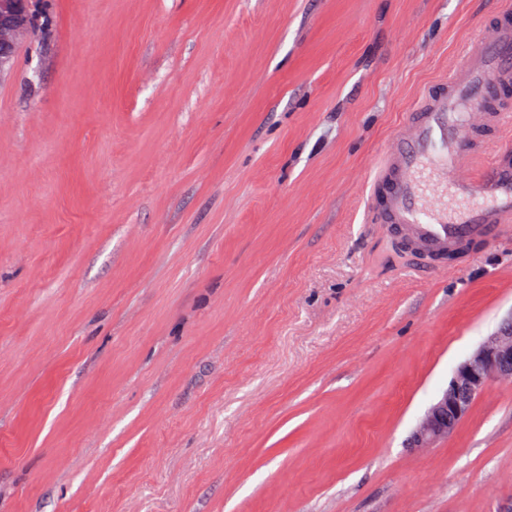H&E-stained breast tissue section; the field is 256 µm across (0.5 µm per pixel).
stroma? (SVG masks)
I'll list each match as a JSON object with an SVG mask.
<instances>
[{
    "mask_svg": "<svg viewBox=\"0 0 512 512\" xmlns=\"http://www.w3.org/2000/svg\"><path fill=\"white\" fill-rule=\"evenodd\" d=\"M0 79V512H512V383L408 437L512 315L366 196L512 0H50Z\"/></svg>",
    "mask_w": 512,
    "mask_h": 512,
    "instance_id": "stroma-1",
    "label": "stroma"
}]
</instances>
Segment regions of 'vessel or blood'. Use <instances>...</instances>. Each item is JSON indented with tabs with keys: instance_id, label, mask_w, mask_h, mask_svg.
I'll list each match as a JSON object with an SVG mask.
<instances>
[{
	"instance_id": "obj_1",
	"label": "vessel or blood",
	"mask_w": 512,
	"mask_h": 512,
	"mask_svg": "<svg viewBox=\"0 0 512 512\" xmlns=\"http://www.w3.org/2000/svg\"><path fill=\"white\" fill-rule=\"evenodd\" d=\"M512 82V11L465 49L389 140L367 206L376 223L442 253L512 224V106L489 89ZM490 131L493 145L478 132Z\"/></svg>"
}]
</instances>
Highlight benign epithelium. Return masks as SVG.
Wrapping results in <instances>:
<instances>
[{
    "label": "benign epithelium",
    "mask_w": 512,
    "mask_h": 512,
    "mask_svg": "<svg viewBox=\"0 0 512 512\" xmlns=\"http://www.w3.org/2000/svg\"><path fill=\"white\" fill-rule=\"evenodd\" d=\"M31 8L32 0H0V79L15 66L19 39L33 35L28 26ZM494 379L512 382V316L455 368L447 388L410 434L408 446L431 448L452 434Z\"/></svg>",
    "instance_id": "benign-epithelium-1"
}]
</instances>
